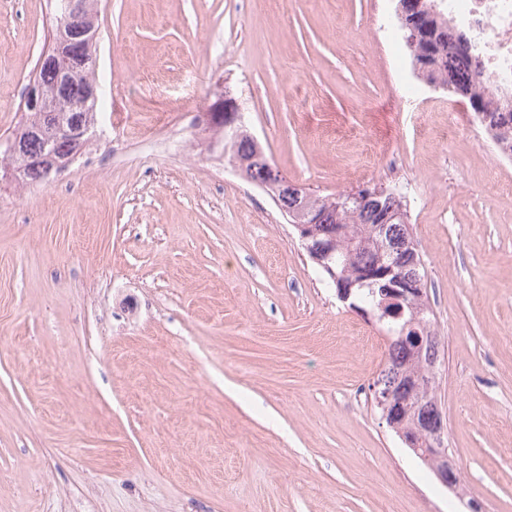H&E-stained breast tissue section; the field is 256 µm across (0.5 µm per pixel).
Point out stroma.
<instances>
[{
    "label": "stroma",
    "instance_id": "1",
    "mask_svg": "<svg viewBox=\"0 0 512 512\" xmlns=\"http://www.w3.org/2000/svg\"><path fill=\"white\" fill-rule=\"evenodd\" d=\"M97 135L0 185V512H512V161L410 64L393 0H96ZM0 0V139L52 33ZM288 180L403 193L461 472L371 403L389 341L198 146L219 95Z\"/></svg>",
    "mask_w": 512,
    "mask_h": 512
}]
</instances>
